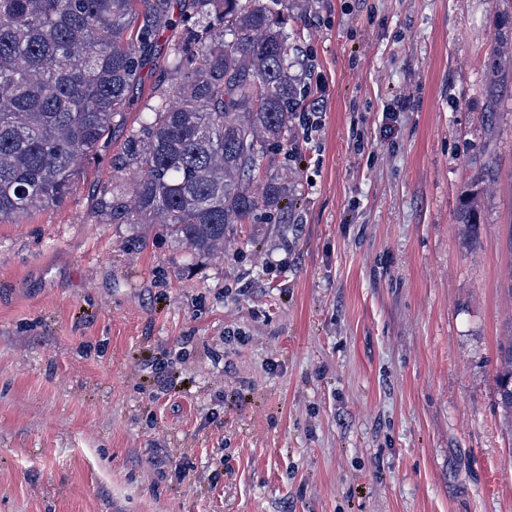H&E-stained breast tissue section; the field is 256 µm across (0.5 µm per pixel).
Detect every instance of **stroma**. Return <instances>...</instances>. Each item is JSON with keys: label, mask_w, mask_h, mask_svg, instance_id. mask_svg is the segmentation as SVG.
<instances>
[{"label": "stroma", "mask_w": 512, "mask_h": 512, "mask_svg": "<svg viewBox=\"0 0 512 512\" xmlns=\"http://www.w3.org/2000/svg\"><path fill=\"white\" fill-rule=\"evenodd\" d=\"M291 2L322 127L223 254L100 211L135 107L0 223V512H512V0ZM500 363L496 368L498 405L510 417L512 427V342L501 348Z\"/></svg>", "instance_id": "stroma-1"}]
</instances>
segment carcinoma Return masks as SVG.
Instances as JSON below:
<instances>
[{
	"label": "carcinoma",
	"mask_w": 512,
	"mask_h": 512,
	"mask_svg": "<svg viewBox=\"0 0 512 512\" xmlns=\"http://www.w3.org/2000/svg\"><path fill=\"white\" fill-rule=\"evenodd\" d=\"M287 24L288 0H0V221L67 198L158 68L102 212L160 224L193 256L223 252L228 225L286 193L252 185L302 104ZM496 385L512 418V343Z\"/></svg>",
	"instance_id": "obj_1"
}]
</instances>
